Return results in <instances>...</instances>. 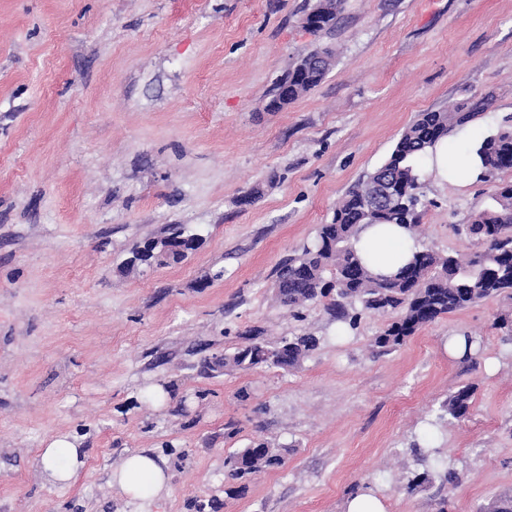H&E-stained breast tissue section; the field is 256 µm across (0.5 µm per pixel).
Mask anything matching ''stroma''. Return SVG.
Wrapping results in <instances>:
<instances>
[{
  "label": "stroma",
  "instance_id": "35a3bbf8",
  "mask_svg": "<svg viewBox=\"0 0 512 512\" xmlns=\"http://www.w3.org/2000/svg\"><path fill=\"white\" fill-rule=\"evenodd\" d=\"M315 2L0 0V512H134L112 473L166 441L171 491L150 512H344L363 489L387 512L512 499V342L495 326L511 299L376 355L384 317L340 335L321 305L295 316L273 296L278 265L418 113L486 95L477 125L512 123V0H345L318 32L303 23ZM325 46L323 82L266 111L276 81ZM490 191L424 179L420 244L478 250L466 226ZM170 224L202 245L121 271ZM253 327L323 343L295 370L203 371ZM460 332L475 347L449 357ZM466 384L467 416L437 420ZM57 434L84 453L65 487L35 465ZM254 440L284 466L225 477L228 453ZM425 441L456 484L424 476L412 448Z\"/></svg>",
  "mask_w": 512,
  "mask_h": 512
}]
</instances>
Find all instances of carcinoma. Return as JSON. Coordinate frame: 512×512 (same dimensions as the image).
<instances>
[{"label":"carcinoma","mask_w":512,"mask_h":512,"mask_svg":"<svg viewBox=\"0 0 512 512\" xmlns=\"http://www.w3.org/2000/svg\"><path fill=\"white\" fill-rule=\"evenodd\" d=\"M344 0H317L312 11L317 20L305 16V24L320 31L332 27ZM335 53L325 49L303 58L304 68L293 66L274 88L266 105L278 112L282 104L293 103L317 87L328 74ZM489 97H473L448 106L446 111L421 112L401 134L389 158L366 179L353 187L336 207L330 221L319 225L315 241L300 254L285 260L277 270L275 297L290 310L307 303H321L336 321L355 328L362 313L391 315L393 319L374 337L378 354H389L406 339L436 319L472 304L506 296L512 298V181H496V175L512 169V129L500 128L483 138L477 154L483 163V181L493 183L492 203L472 216L467 231L484 248L466 258L430 249L417 251L395 276L373 275L355 253L353 239L365 224H404L413 230L420 223L422 183L414 166L440 138L455 127L471 122L487 111ZM381 180L389 183L395 199L390 211L373 210L368 194ZM178 249L164 260L153 251L152 240L135 246L123 262L126 270L139 266L162 267L179 264L200 235L183 224H171L163 232ZM245 345L224 354V359L206 362L211 371L290 370L301 366L316 350L320 338L308 333L267 341L262 330L245 332ZM474 386L465 385L448 395L440 418L461 419L470 409ZM417 461L426 471L455 478L450 460L429 448H416ZM284 459L269 442H255L229 453L224 466L233 480H243L260 468H280Z\"/></svg>","instance_id":"1"}]
</instances>
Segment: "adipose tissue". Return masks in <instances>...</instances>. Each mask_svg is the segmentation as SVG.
I'll return each mask as SVG.
<instances>
[{
	"label": "adipose tissue",
	"mask_w": 512,
	"mask_h": 512,
	"mask_svg": "<svg viewBox=\"0 0 512 512\" xmlns=\"http://www.w3.org/2000/svg\"><path fill=\"white\" fill-rule=\"evenodd\" d=\"M481 132L465 126L449 133L427 151L426 164L418 168L419 176H429L441 183L464 185L479 181L482 162L474 146ZM417 242L411 231L401 224H368L354 242V249L364 264L377 276H394L411 258ZM43 478L65 486L83 465L77 444L69 437L57 435L47 440L38 457ZM112 482L126 495L146 500L168 491L170 478L154 456L130 455Z\"/></svg>",
	"instance_id": "1"
}]
</instances>
